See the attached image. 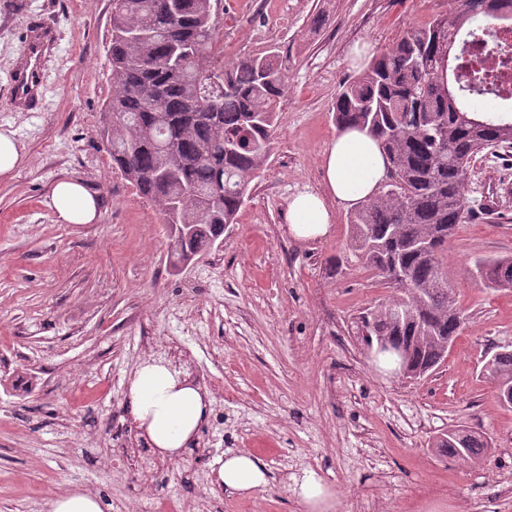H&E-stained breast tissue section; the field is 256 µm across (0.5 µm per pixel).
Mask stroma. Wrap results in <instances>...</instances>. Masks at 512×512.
<instances>
[{
    "label": "stroma",
    "mask_w": 512,
    "mask_h": 512,
    "mask_svg": "<svg viewBox=\"0 0 512 512\" xmlns=\"http://www.w3.org/2000/svg\"><path fill=\"white\" fill-rule=\"evenodd\" d=\"M461 0H222L224 60L278 50L288 91L270 157L216 250L168 272L170 232L158 205L118 170L99 127L112 92V0H0V130L24 162L0 177V512H43L75 487L151 512L152 491L112 462L113 422L130 424L125 386L147 358L142 339L175 345L200 382L222 379L221 429L205 445L250 452L269 486L252 497L186 487L210 512H304L286 482L314 474L336 512H512V409L484 365L512 346V291L471 275L478 256L512 255V152L488 150L469 171L476 217L447 245L448 273L467 327L426 380L374 372L356 318L394 289L362 269L348 212L333 232L288 231L291 197L324 192L322 156L337 128L332 105L357 73L349 50L389 49L401 32ZM329 20L314 30L316 12ZM55 42L42 61L40 111L11 104V75L31 22ZM100 200L94 224H62L46 201L61 180ZM464 424L493 445L467 468L431 442ZM452 486L454 497L438 490Z\"/></svg>",
    "instance_id": "1"
}]
</instances>
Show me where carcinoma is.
Segmentation results:
<instances>
[{"instance_id":"obj_1","label":"carcinoma","mask_w":512,"mask_h":512,"mask_svg":"<svg viewBox=\"0 0 512 512\" xmlns=\"http://www.w3.org/2000/svg\"><path fill=\"white\" fill-rule=\"evenodd\" d=\"M219 0H114L108 49L112 94L104 111L112 167L156 202L172 233L174 263L206 254L235 223L250 183L269 157L276 111L286 92L279 53L224 64L214 14ZM512 0H461L448 15L405 30L386 52L347 80L333 106L338 129H365L388 156L392 184L349 216L362 267L379 276L405 270L409 284L360 316L362 332L406 343L412 368L431 371L460 336L467 315L448 277L443 252L468 223L465 185L476 157L512 150V123L476 119L497 83L469 73L467 43L479 48L503 26ZM488 24L474 26L478 18ZM448 59V90L437 81ZM487 288L512 289V257L474 261ZM489 374L512 388V350L492 355ZM432 447L477 466L491 443L463 425Z\"/></svg>"}]
</instances>
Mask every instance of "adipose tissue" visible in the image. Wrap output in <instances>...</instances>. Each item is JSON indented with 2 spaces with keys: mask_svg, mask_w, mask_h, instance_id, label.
<instances>
[{
  "mask_svg": "<svg viewBox=\"0 0 512 512\" xmlns=\"http://www.w3.org/2000/svg\"><path fill=\"white\" fill-rule=\"evenodd\" d=\"M388 160L367 131H339L323 154L326 194L301 192L288 203V230L299 240L327 236L333 228V206L351 208L372 197L387 174ZM48 206L64 224H90L100 212L82 183L59 181ZM125 400L141 438L162 457L175 460L196 445L198 432L213 411V399L202 385L163 362L145 360L126 385ZM218 484L231 495L251 496L270 483L265 463L246 451H228L217 461Z\"/></svg>",
  "mask_w": 512,
  "mask_h": 512,
  "instance_id": "1",
  "label": "adipose tissue"
}]
</instances>
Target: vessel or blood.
Listing matches in <instances>:
<instances>
[{
    "label": "vessel or blood",
    "instance_id": "vessel-or-blood-1",
    "mask_svg": "<svg viewBox=\"0 0 512 512\" xmlns=\"http://www.w3.org/2000/svg\"><path fill=\"white\" fill-rule=\"evenodd\" d=\"M51 43L50 29L39 23L34 24L31 34L26 35L22 50L23 60L12 76L14 107L29 110L36 108L43 100L46 87L41 63Z\"/></svg>",
    "mask_w": 512,
    "mask_h": 512
}]
</instances>
